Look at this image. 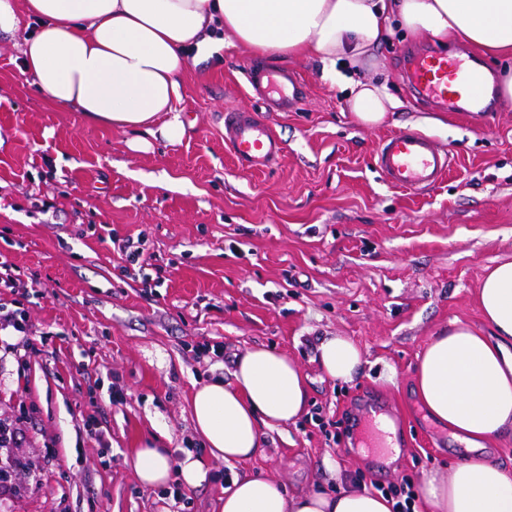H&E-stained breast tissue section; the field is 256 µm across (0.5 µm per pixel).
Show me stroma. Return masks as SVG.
Wrapping results in <instances>:
<instances>
[{
    "label": "stroma",
    "instance_id": "35a3bbf8",
    "mask_svg": "<svg viewBox=\"0 0 512 512\" xmlns=\"http://www.w3.org/2000/svg\"><path fill=\"white\" fill-rule=\"evenodd\" d=\"M34 28L26 20L0 35V255L34 343L0 355V417L22 428L16 455L32 475L0 512H169L128 457L158 428L174 458L204 455L189 416L194 386L230 380L237 355L260 345L307 375L306 411L268 432L253 459L210 463L186 489L185 512H220L234 471L291 492L335 491L327 460L369 488L449 472L465 450L426 418L414 371L438 331L457 321L488 329L480 280L512 261V107L496 103L477 121L417 99L398 57L428 40L397 27L370 66L400 103L383 125L358 124L346 90L310 60L281 66L307 87L301 109L268 112L247 92L249 53L228 45L188 61L182 141L134 152L130 133L57 110L31 85L22 43ZM228 108L269 123L285 146L275 166L237 164L224 146ZM405 128L453 156L421 194L371 164L382 138ZM127 239L161 268L151 286L124 273ZM336 335L365 353L349 383L316 361L320 340ZM214 344L222 361L198 356ZM388 367L395 382L381 377ZM366 393L397 417L403 447L392 463L352 444Z\"/></svg>",
    "mask_w": 512,
    "mask_h": 512
}]
</instances>
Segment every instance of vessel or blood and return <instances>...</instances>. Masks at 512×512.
<instances>
[{
	"label": "vessel or blood",
	"instance_id": "1",
	"mask_svg": "<svg viewBox=\"0 0 512 512\" xmlns=\"http://www.w3.org/2000/svg\"><path fill=\"white\" fill-rule=\"evenodd\" d=\"M250 95L269 112L296 110L303 89L294 76L250 62L244 67ZM479 72L466 60L445 54H423L414 58L408 72L413 90L424 100L444 105L452 102V89L474 88ZM224 140L238 163L247 169L262 170L278 163L284 154L282 141L255 113L228 109L224 112ZM373 166L392 186L423 192L433 188L448 172L450 157L431 137L413 129L387 135L372 157ZM365 447L385 456L393 443L379 421H371Z\"/></svg>",
	"mask_w": 512,
	"mask_h": 512
}]
</instances>
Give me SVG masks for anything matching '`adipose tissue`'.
<instances>
[{
	"label": "adipose tissue",
	"instance_id": "1",
	"mask_svg": "<svg viewBox=\"0 0 512 512\" xmlns=\"http://www.w3.org/2000/svg\"><path fill=\"white\" fill-rule=\"evenodd\" d=\"M39 27L23 44L24 72L56 108L90 122L134 132L129 147L145 151L153 137L180 142L176 106L185 94L190 56L222 44L280 62L320 64L323 79L339 67H361L400 23L412 35L457 39L494 56H512V0H0V33L18 31L21 16ZM224 27L223 39L211 35ZM348 110L363 126L385 121L398 103L370 78L348 79ZM479 303L490 335L459 324L433 335L415 369V392L428 416L473 450L450 473L434 472L419 493L429 512H512V471L483 455L484 443L512 431V261L486 268ZM365 361L348 337L318 347L321 370L351 381ZM309 399L298 364L264 346L237 359L232 382L201 384L189 411L207 451L173 461L149 438L131 465L145 486L179 475L194 487L211 460L233 464L257 454L267 432L296 422ZM394 502L364 487L292 494L278 480L235 475L221 512H393Z\"/></svg>",
	"mask_w": 512,
	"mask_h": 512
}]
</instances>
